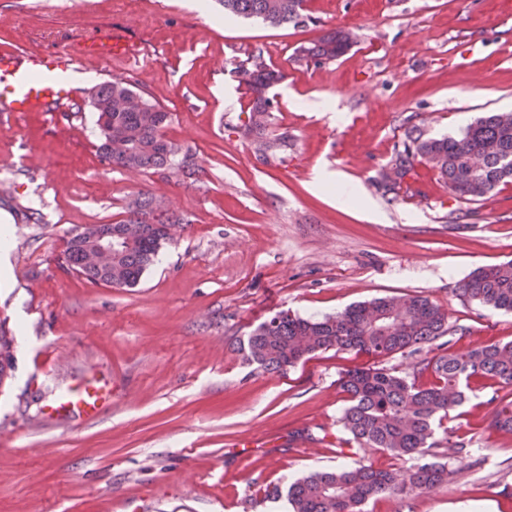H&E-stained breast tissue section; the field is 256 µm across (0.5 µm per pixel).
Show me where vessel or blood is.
<instances>
[{
	"label": "vessel or blood",
	"mask_w": 512,
	"mask_h": 512,
	"mask_svg": "<svg viewBox=\"0 0 512 512\" xmlns=\"http://www.w3.org/2000/svg\"><path fill=\"white\" fill-rule=\"evenodd\" d=\"M130 40L125 31L109 28L72 48L24 53L0 48V99L10 112H52L73 100L77 89L68 77L75 57L108 64L128 56ZM100 387L84 385L63 393L54 409L69 415L94 417L102 404Z\"/></svg>",
	"instance_id": "obj_1"
}]
</instances>
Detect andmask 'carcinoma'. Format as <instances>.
I'll return each instance as SVG.
<instances>
[{
	"label": "carcinoma",
	"instance_id": "cac0c4a2",
	"mask_svg": "<svg viewBox=\"0 0 512 512\" xmlns=\"http://www.w3.org/2000/svg\"><path fill=\"white\" fill-rule=\"evenodd\" d=\"M233 16L257 18L272 25L298 22L304 0H222ZM351 36L342 29L326 32L298 49L299 56L316 64L345 54ZM245 76L250 92L248 106L238 115V128L255 137L263 161L276 157L285 137L271 135L272 113L278 101L268 90L284 75L268 64L257 50L235 64ZM136 93L118 77L97 87L91 100L105 104L111 97ZM171 113L145 97L136 110L100 112L96 124L99 153L112 166L143 172L175 169L193 175L191 154L170 141L165 129ZM122 135L134 150L111 144L108 131ZM431 165L448 187L465 201L487 199L502 183L512 180V113L498 112L469 124L458 137L442 139L417 136L403 145L392 160L395 179H403L415 166ZM128 217L100 228L112 231L117 257L112 265L91 266L85 246L92 228L71 233L58 266L96 285L112 288L136 286L168 242L167 224L153 197L141 194L127 206ZM460 296L495 310L512 311V261L475 269L459 284ZM458 328L448 324V311L430 299L382 297L350 306L336 315L305 319L281 311L256 326L241 346L243 360L264 371L283 372L318 351L354 350L369 355L374 363L350 370L341 377L349 405L340 424L363 447L378 448L400 461L390 469L356 461L350 465L316 471L291 483L286 490L275 486L274 497H287L291 512H365L369 502L382 497L411 498L446 484L457 470L440 461H424L431 449L451 445L458 454L468 453L463 441H451L442 428L450 411L474 390L476 378L489 379L502 388L512 387V342H490L467 352H445L434 345ZM15 337L0 327V385L14 370ZM425 353L411 373H403L387 360L401 353ZM492 424L512 433V393L493 394ZM445 437L437 439V429Z\"/></svg>",
	"mask_w": 512,
	"mask_h": 512
}]
</instances>
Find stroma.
Here are the masks:
<instances>
[{"label": "stroma", "mask_w": 512, "mask_h": 512, "mask_svg": "<svg viewBox=\"0 0 512 512\" xmlns=\"http://www.w3.org/2000/svg\"><path fill=\"white\" fill-rule=\"evenodd\" d=\"M0 0V45L51 51L107 27L124 30L142 68L126 79L172 113L169 140L193 176L112 167L89 101L21 112L0 129V213L14 227L0 322L16 338L0 387V512H289L264 496L314 470L388 454L344 442L339 380L368 365L322 351L281 373L243 362L251 331L279 311L320 318L386 296L422 295L461 327L451 349L512 341V312L461 297L475 268L512 260V182L469 202L417 166L387 190L413 128L458 136L488 112H512V8L505 0H313L299 24L224 19L221 0ZM350 31L336 60L296 50ZM262 50L284 73L271 129L288 137L263 164L237 130L244 89L233 63ZM340 171L357 193L338 204L316 185ZM147 191L179 215L174 236L131 288L93 285L56 257L71 233L125 219ZM102 386L95 418L51 414L63 391ZM491 389L448 421L471 456L438 451L458 473L369 512H512V434L491 426ZM315 441L288 449L298 431Z\"/></svg>", "instance_id": "stroma-1"}]
</instances>
